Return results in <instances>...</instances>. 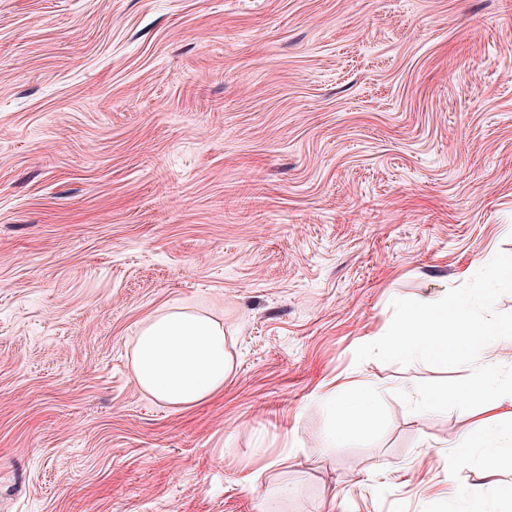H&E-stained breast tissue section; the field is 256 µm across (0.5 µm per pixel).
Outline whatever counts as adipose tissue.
Masks as SVG:
<instances>
[{
	"label": "adipose tissue",
	"instance_id": "adipose-tissue-1",
	"mask_svg": "<svg viewBox=\"0 0 512 512\" xmlns=\"http://www.w3.org/2000/svg\"><path fill=\"white\" fill-rule=\"evenodd\" d=\"M224 325L208 315L173 309L145 322L132 355L138 388L171 406L203 402L224 386L228 370ZM329 414L350 427L370 414L365 393L343 395L335 388L322 394Z\"/></svg>",
	"mask_w": 512,
	"mask_h": 512
}]
</instances>
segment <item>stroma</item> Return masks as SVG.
<instances>
[{"label": "stroma", "mask_w": 512, "mask_h": 512, "mask_svg": "<svg viewBox=\"0 0 512 512\" xmlns=\"http://www.w3.org/2000/svg\"><path fill=\"white\" fill-rule=\"evenodd\" d=\"M512 254V0H0V512H423L484 408L354 351ZM224 388L142 393V322ZM372 383L371 420L322 389ZM228 365L224 324L205 314L173 309L142 325L131 369L141 391L170 406L185 407L224 388ZM320 399L331 416L350 427L361 426L370 414V401L362 392L349 394L342 398L339 386L320 396Z\"/></svg>", "instance_id": "obj_1"}]
</instances>
